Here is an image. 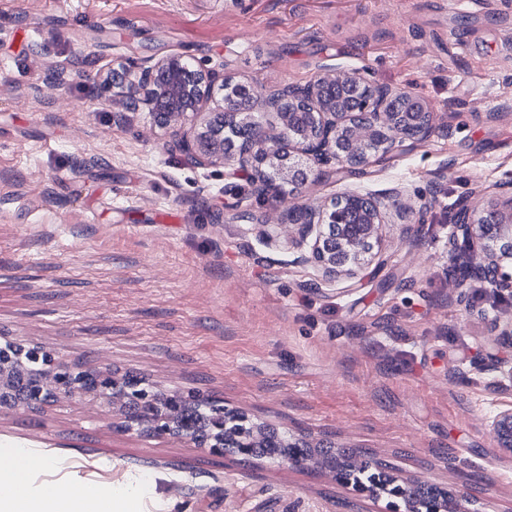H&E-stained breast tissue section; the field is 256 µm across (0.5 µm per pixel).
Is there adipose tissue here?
I'll return each mask as SVG.
<instances>
[{
	"label": "adipose tissue",
	"mask_w": 512,
	"mask_h": 512,
	"mask_svg": "<svg viewBox=\"0 0 512 512\" xmlns=\"http://www.w3.org/2000/svg\"><path fill=\"white\" fill-rule=\"evenodd\" d=\"M48 464L45 456L17 449L10 463L0 467V512H125L128 492L109 484L73 485L31 493L28 473Z\"/></svg>",
	"instance_id": "adipose-tissue-1"
}]
</instances>
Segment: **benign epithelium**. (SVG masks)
Segmentation results:
<instances>
[{"mask_svg":"<svg viewBox=\"0 0 512 512\" xmlns=\"http://www.w3.org/2000/svg\"><path fill=\"white\" fill-rule=\"evenodd\" d=\"M112 83L130 90L129 99L143 96L163 127L172 131L171 147L194 167L254 169L251 194L259 202L279 194L284 185L302 182L313 164L335 162L350 167L368 163L376 153L390 152L406 139L432 132L429 105L410 91H392L366 83L355 70L326 69L296 91L285 87L265 98L264 107L277 116V127L256 137L224 138L232 124L255 128L256 88L202 68L185 53H172L140 66L113 72ZM224 91L219 111H210L215 86ZM385 204L380 198L345 193L330 201L293 207L278 224H260L264 242L285 240L308 247L299 259L314 265L325 279L354 275L371 264L382 240ZM450 260L462 278H476L499 301L512 304V192L490 216L460 209L448 240ZM77 397L109 411L125 414L120 429L152 437H178L197 442L193 424L182 418V407L208 408L210 400L180 392L158 393L128 385L108 369H74L40 347L13 343L0 346V408H32L51 398ZM206 439L209 451L227 448L256 466L254 449L265 448L269 431L247 414L221 410ZM496 446L512 455V405L487 421ZM341 487L385 502V512H489L486 494L468 486L435 487L419 497L409 495L414 481L393 463L352 456L336 468L323 461Z\"/></svg>","mask_w":512,"mask_h":512,"instance_id":"1","label":"benign epithelium"}]
</instances>
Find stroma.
Segmentation results:
<instances>
[{"mask_svg":"<svg viewBox=\"0 0 512 512\" xmlns=\"http://www.w3.org/2000/svg\"><path fill=\"white\" fill-rule=\"evenodd\" d=\"M177 52L263 97L354 69L427 100L434 131L257 208L248 173L189 167L148 113H116L113 68ZM510 182L512 0H0V339L245 412L317 457L478 486L495 512H512V458L485 421L512 403V345L491 341L490 288H456L446 243L458 204ZM394 188L407 207L366 277L258 239L255 218ZM19 448L50 460L32 491L130 485L129 512L379 510L320 469L125 433L77 399L0 409V460Z\"/></svg>","mask_w":512,"mask_h":512,"instance_id":"1","label":"stroma"}]
</instances>
